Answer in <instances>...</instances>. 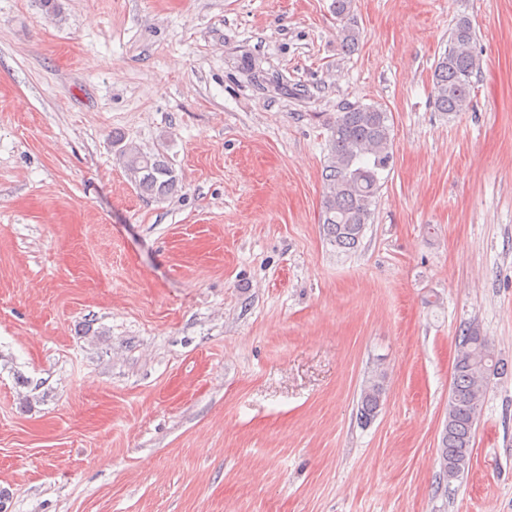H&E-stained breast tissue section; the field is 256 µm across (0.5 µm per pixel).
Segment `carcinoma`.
Here are the masks:
<instances>
[{
  "instance_id": "cac0c4a2",
  "label": "carcinoma",
  "mask_w": 512,
  "mask_h": 512,
  "mask_svg": "<svg viewBox=\"0 0 512 512\" xmlns=\"http://www.w3.org/2000/svg\"><path fill=\"white\" fill-rule=\"evenodd\" d=\"M353 2L333 0L334 13L341 23L339 39L348 52L355 49L360 38V31L350 18ZM475 38V30L465 17L458 18L450 29L448 48L432 73L436 111L452 116L468 105L474 89L472 77L480 69ZM328 126L327 163L322 172L327 191L321 201V220L331 245L349 252L357 247L372 219V206L381 190V172L390 166L389 116L379 107L353 104L336 113ZM120 156L128 180L141 196L161 201L181 191L182 178L164 154H146L128 147L121 150ZM502 370L504 363L489 340L479 330L468 329L454 360L448 418L439 441L438 461L444 480H455L466 471L481 410L483 383ZM384 395L385 377L376 371L360 392V422H372Z\"/></svg>"
}]
</instances>
